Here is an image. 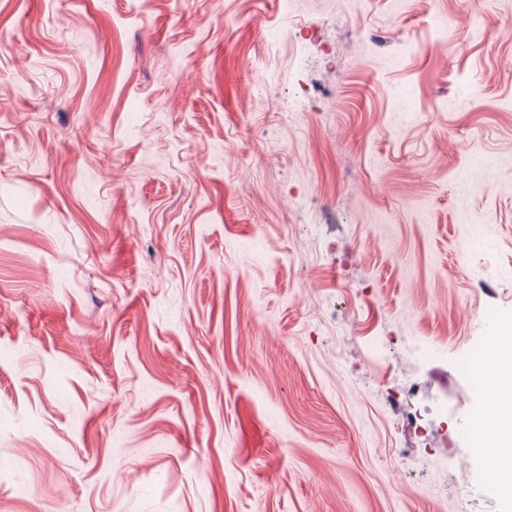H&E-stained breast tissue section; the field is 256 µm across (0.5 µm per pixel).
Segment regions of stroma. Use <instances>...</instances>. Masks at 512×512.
<instances>
[{
  "mask_svg": "<svg viewBox=\"0 0 512 512\" xmlns=\"http://www.w3.org/2000/svg\"><path fill=\"white\" fill-rule=\"evenodd\" d=\"M508 322L512 0H0V512H504ZM489 371L482 385L493 394L485 418L486 430L481 446L494 448L503 458L494 476L500 497L511 507L512 502V336H492Z\"/></svg>",
  "mask_w": 512,
  "mask_h": 512,
  "instance_id": "stroma-1",
  "label": "stroma"
}]
</instances>
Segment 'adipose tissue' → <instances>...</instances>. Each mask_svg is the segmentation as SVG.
<instances>
[{
	"label": "adipose tissue",
	"instance_id": "ef3b65f1",
	"mask_svg": "<svg viewBox=\"0 0 512 512\" xmlns=\"http://www.w3.org/2000/svg\"><path fill=\"white\" fill-rule=\"evenodd\" d=\"M483 388L492 399L485 418L483 447L495 449L503 463L494 477L500 497L512 502V335L495 337Z\"/></svg>",
	"mask_w": 512,
	"mask_h": 512
}]
</instances>
